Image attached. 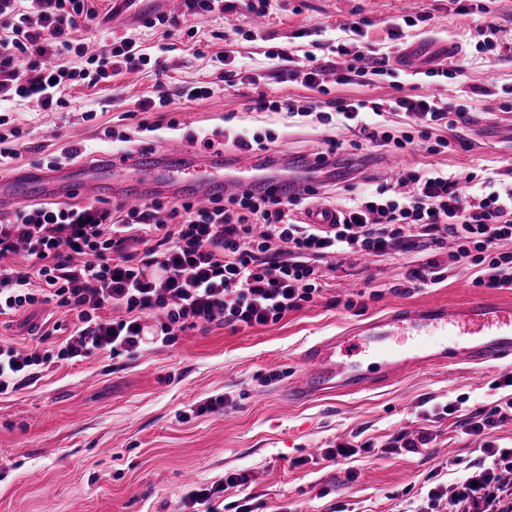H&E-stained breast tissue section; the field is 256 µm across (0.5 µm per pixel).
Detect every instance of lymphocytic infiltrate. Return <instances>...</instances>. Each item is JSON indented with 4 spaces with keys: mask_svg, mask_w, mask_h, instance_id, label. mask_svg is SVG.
Wrapping results in <instances>:
<instances>
[{
    "mask_svg": "<svg viewBox=\"0 0 512 512\" xmlns=\"http://www.w3.org/2000/svg\"><path fill=\"white\" fill-rule=\"evenodd\" d=\"M181 2L180 13L148 15L142 25L168 41L189 22L230 9L225 0ZM97 18L90 0H0V101L32 99L53 112L66 107L63 93L72 82H106L143 61L130 36L96 47L75 39ZM69 51L81 67L57 64ZM335 54L332 60L308 54L301 74L290 67L288 47L274 57L284 64L283 79L300 77L317 89L330 70L340 84L392 70L388 54L358 41L337 45ZM252 108L304 117L328 109L358 122L361 140H327L322 160L367 144L394 152L416 144L430 155L444 153L448 131L467 115L463 105L434 91L353 102L263 94ZM386 114L404 117L400 134L383 130L378 119ZM303 205L299 197L255 191L204 206L154 200L137 207L40 203L15 210L0 216V316L25 314L38 303L73 315L74 329L57 357L75 363L102 352L132 356L148 345L171 346L181 333L212 324L238 330L279 322L321 296L336 270L335 255L378 258L422 243L447 249V268L476 267L475 286L512 288V184L489 190L472 172L412 167L343 205L338 223H304ZM136 246L143 247L142 257H134ZM46 361L0 343V394L33 378ZM493 387L500 395L492 406L460 424L463 434L480 441L479 461L467 464L462 480L429 487L413 512H512V448L490 437L498 423L512 419V374ZM433 440L427 429L377 444L342 440L322 449L321 458L339 462L362 449L417 454ZM248 482L245 473H225L211 485L189 487L182 506L217 512L215 500L233 489L243 494L238 512H253Z\"/></svg>",
    "mask_w": 512,
    "mask_h": 512,
    "instance_id": "1",
    "label": "lymphocytic infiltrate"
}]
</instances>
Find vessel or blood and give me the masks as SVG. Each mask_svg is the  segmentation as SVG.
Returning <instances> with one entry per match:
<instances>
[{
    "label": "vessel or blood",
    "mask_w": 512,
    "mask_h": 512,
    "mask_svg": "<svg viewBox=\"0 0 512 512\" xmlns=\"http://www.w3.org/2000/svg\"><path fill=\"white\" fill-rule=\"evenodd\" d=\"M335 178V166L285 151L197 153L176 142L163 152L136 148L98 167H30L1 177L0 212L27 198L68 202L102 194L130 206L158 196L204 204L257 189L284 199ZM22 184L31 187L30 197L19 194ZM506 358L512 359V301L396 303L308 347L288 394L298 402L352 395L414 372Z\"/></svg>",
    "instance_id": "b4317fda"
}]
</instances>
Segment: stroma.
Here are the masks:
<instances>
[{
	"mask_svg": "<svg viewBox=\"0 0 512 512\" xmlns=\"http://www.w3.org/2000/svg\"><path fill=\"white\" fill-rule=\"evenodd\" d=\"M498 28V53L476 48L480 14H462L455 0H269L258 37L240 33L246 20L238 12L199 23L192 37L176 40L173 50H159V36L141 27L142 5L124 11L114 26L86 30L91 39L129 35L147 54L137 70L125 71L95 87L77 85L67 92L68 108L39 110L16 98L0 104L19 128L22 144L17 158L0 167L41 163L80 146V163L97 162L126 147L163 149L170 140L194 138L202 149L205 133L220 128L238 135L273 134L277 147L313 155L327 139L350 140L346 121L332 114L291 116L254 112L248 100L258 93L317 97L303 82H279L280 46L295 52L304 65L309 51L326 53L353 34L348 22L367 18L362 40L384 53L399 45L429 41L432 53L418 60L421 69L439 60L457 67L447 94L465 105L470 121L458 128L461 146L428 155L415 150L401 154L370 149L361 178L321 186L325 202L347 203L378 184L393 180L405 166L430 164L456 172L464 168L512 172V0H485ZM424 15V22L405 28L402 41L390 38L395 23ZM226 32L217 40L213 31ZM232 53L248 84L220 90L202 102H181L178 131H139L135 102L157 83L169 91L193 83L218 81L224 53ZM424 87L422 74L366 75L340 84L327 75L330 97L368 99ZM447 265V251L397 254L379 261L345 258L329 292L281 321L231 331L209 326L183 333L176 344L151 348L133 356H93L77 364L57 360L67 338L69 316L51 304L30 309L29 321L0 322V340L20 350L51 354L37 380L0 395V512H178L188 485L209 484L228 471L248 474V491L256 512H402L426 478L446 481L461 475L462 463L480 458L478 443L461 433L456 416L438 418V405L461 400L462 412L490 408L499 396L491 384L512 373V360L493 362L475 372L469 366L421 372L388 386L353 396L329 394L305 404L284 395L301 367V354L318 338L339 326L383 313L398 301L412 304H458L474 299L512 300V289L477 287L475 269H452L441 283L400 295L389 283L427 261ZM362 288L378 289L374 298L347 309L339 300ZM48 330V339L30 335L31 326ZM276 380H269V373ZM224 396L232 409L200 412L208 398ZM435 433L431 448L419 454L380 456L360 453L344 468L329 462L311 463L322 446L339 438L362 443L382 441L398 431ZM358 473L349 481L348 469Z\"/></svg>",
	"mask_w": 512,
	"mask_h": 512,
	"instance_id": "1",
	"label": "stroma"
}]
</instances>
